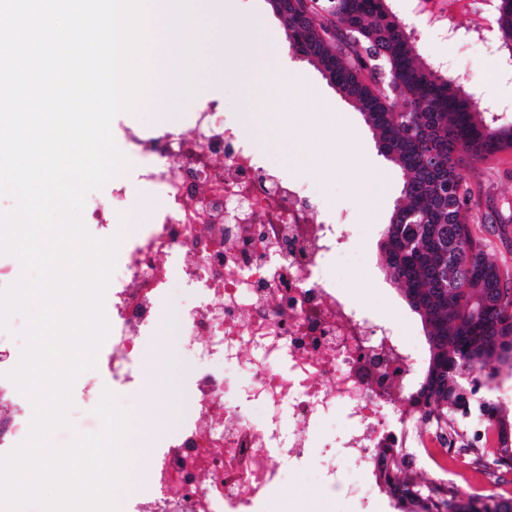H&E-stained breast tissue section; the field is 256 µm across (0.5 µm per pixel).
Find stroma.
Returning <instances> with one entry per match:
<instances>
[{"mask_svg": "<svg viewBox=\"0 0 512 512\" xmlns=\"http://www.w3.org/2000/svg\"><path fill=\"white\" fill-rule=\"evenodd\" d=\"M254 2L255 9L244 6L211 18L215 33L207 50L220 56L225 68L216 85L208 72H201L196 98L218 99L227 112L244 116L252 112L253 101L244 93L248 75L233 66L239 58L264 67L282 58L280 79L310 87L309 95L293 98L287 119L273 115L266 122L245 126L244 131L255 142L263 161L301 180L310 199L346 210L352 224L350 240L347 249L330 260V278L371 317L395 323L403 340L414 348L420 367H427L429 347L422 322L407 306L380 252L383 229L401 195L399 171L380 155L376 137L360 112L289 48L284 25L267 0ZM263 21L276 28L277 38L256 43L245 40V33ZM500 55L496 34H488L482 41L461 40L448 53V71L466 86L489 60ZM458 173L471 193L469 222L478 224L487 216L493 219L488 233L490 260L511 267L512 150L486 161L462 160ZM191 299L190 291L174 285L157 334L139 363L138 388L118 393L122 405L137 417L148 407L162 405V412L150 423L156 437L174 431L185 411L186 389L195 377L197 361L179 347L172 324L175 314ZM344 433L342 417L325 420L314 434V450L308 461L284 472L281 484L261 512H398L388 496L377 489L356 498L324 492L326 462L337 451Z\"/></svg>", "mask_w": 512, "mask_h": 512, "instance_id": "obj_1", "label": "stroma"}]
</instances>
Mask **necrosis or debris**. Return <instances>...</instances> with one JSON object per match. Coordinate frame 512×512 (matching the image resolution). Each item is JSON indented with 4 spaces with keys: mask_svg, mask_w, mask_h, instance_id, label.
Returning <instances> with one entry per match:
<instances>
[{
    "mask_svg": "<svg viewBox=\"0 0 512 512\" xmlns=\"http://www.w3.org/2000/svg\"><path fill=\"white\" fill-rule=\"evenodd\" d=\"M481 3L413 0V12L444 40L456 16ZM113 137L138 166L86 199L82 219L107 237L117 207L144 208L149 222L119 248L121 271L106 291L107 349L97 373L82 374L84 393L97 398L105 379L134 387L171 284L196 293L176 318L181 348L200 365L189 412L146 453V426L137 423L131 445L149 490L133 492L134 512H259L283 471L306 457L317 425L339 410L354 470L374 474L382 451L409 443L468 495H483L487 458L458 451L444 429L412 435L425 408L394 404L415 377L413 353L327 275L345 237L343 210L312 221L299 182L267 168L215 100L192 108L188 132L121 125ZM246 344L260 357L240 379L228 367ZM16 362L15 344H0L1 448L22 442L32 417L4 377ZM283 409L294 425L286 435Z\"/></svg>",
    "mask_w": 512,
    "mask_h": 512,
    "instance_id": "1",
    "label": "necrosis or debris"
}]
</instances>
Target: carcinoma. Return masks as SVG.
<instances>
[{
    "mask_svg": "<svg viewBox=\"0 0 512 512\" xmlns=\"http://www.w3.org/2000/svg\"><path fill=\"white\" fill-rule=\"evenodd\" d=\"M289 47L303 55L363 115L381 154L402 176L380 244L386 268L423 324L430 359L417 389L433 421L452 429L464 449L473 412L498 422L499 464L512 469V420L467 396L461 375L494 377L512 366V272L487 258V240L465 213L461 154L486 161L512 150V120L482 112L471 91L420 57L413 32L389 0H284L270 5ZM500 49L512 57V3L496 23ZM379 484L401 488L400 512H512V499L465 496L447 482H422L413 454L396 449Z\"/></svg>",
    "mask_w": 512,
    "mask_h": 512,
    "instance_id": "1",
    "label": "carcinoma"
}]
</instances>
